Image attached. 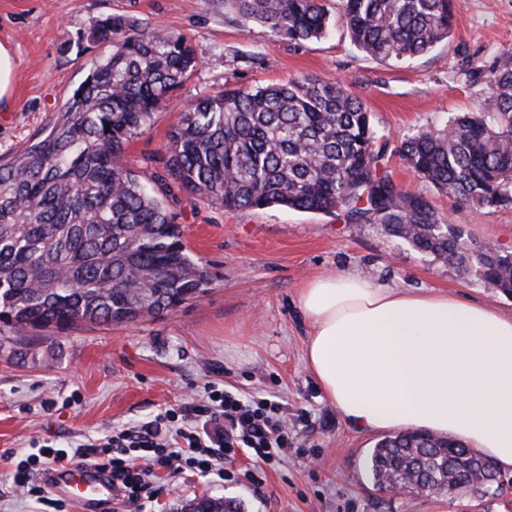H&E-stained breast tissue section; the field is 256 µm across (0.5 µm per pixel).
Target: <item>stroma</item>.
<instances>
[{
  "mask_svg": "<svg viewBox=\"0 0 512 512\" xmlns=\"http://www.w3.org/2000/svg\"><path fill=\"white\" fill-rule=\"evenodd\" d=\"M332 24L321 39L294 43L259 22L242 23L222 0H0V43L15 60L12 97L0 108V156L11 157L52 122L57 108L108 54L89 40L100 19L120 15L150 31L184 35L197 56L192 76L174 91L125 151L143 183L160 169L171 129L188 102L227 87L250 88L302 76L344 83L362 100L384 143L381 168L419 194L442 223L479 243L512 251V207L475 209L415 175L401 141L473 112L479 88L466 71L512 48V0H451L448 39L402 63L357 49L339 0H326ZM184 243L210 273L205 295L135 323L80 322L62 333L16 332L0 325V512H40L16 494L6 453L31 439L76 446L186 407L215 381L242 398L287 407L291 446L283 462L262 465L244 454L234 467L263 469L262 483L186 474L171 482L155 512H182L210 496L239 512H512V495L468 492L393 496L376 490L366 459L378 434L346 422L321 393L304 360L310 324L298 292L311 278L346 272L376 284L442 291L512 315V297L389 237L376 224L283 207L228 211L178 192L171 206Z\"/></svg>",
  "mask_w": 512,
  "mask_h": 512,
  "instance_id": "1",
  "label": "stroma"
}]
</instances>
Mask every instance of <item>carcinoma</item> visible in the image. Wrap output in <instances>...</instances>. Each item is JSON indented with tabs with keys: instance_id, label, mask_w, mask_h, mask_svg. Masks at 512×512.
<instances>
[{
	"instance_id": "1",
	"label": "carcinoma",
	"mask_w": 512,
	"mask_h": 512,
	"mask_svg": "<svg viewBox=\"0 0 512 512\" xmlns=\"http://www.w3.org/2000/svg\"><path fill=\"white\" fill-rule=\"evenodd\" d=\"M450 0H342L353 44L400 63L450 35ZM245 22L296 43L319 39L324 0H224ZM90 39L112 51L94 63L49 133L0 160V322L63 332L80 321L135 322L206 293L209 271L188 253L171 204L175 190L227 210L281 206L378 224L386 235L512 295V251L465 240L431 205L380 170L383 150L365 104L335 80L226 88L187 105L170 131L149 192L124 162L126 146L171 103L196 67L180 34L142 31L122 16ZM480 109L421 130L399 153L434 188L473 208L512 206V50L465 72ZM374 486L414 478L454 497L497 494L496 464L460 440L398 432L368 458ZM187 512H237L201 497Z\"/></svg>"
}]
</instances>
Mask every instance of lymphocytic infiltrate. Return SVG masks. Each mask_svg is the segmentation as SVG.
Returning a JSON list of instances; mask_svg holds the SVG:
<instances>
[{
    "label": "lymphocytic infiltrate",
    "mask_w": 512,
    "mask_h": 512,
    "mask_svg": "<svg viewBox=\"0 0 512 512\" xmlns=\"http://www.w3.org/2000/svg\"><path fill=\"white\" fill-rule=\"evenodd\" d=\"M243 450L265 462L287 456L285 410L262 400L241 399L210 382L189 409L159 411L150 421L106 432L73 448L32 441L11 478L21 496L39 501L44 512H70L68 504L50 491L47 476L84 463L111 482L116 503L147 512L164 490L163 476L189 471L232 480L237 473L228 464Z\"/></svg>",
    "instance_id": "obj_1"
}]
</instances>
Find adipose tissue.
<instances>
[{
	"label": "adipose tissue",
	"instance_id": "ef3b65f1",
	"mask_svg": "<svg viewBox=\"0 0 512 512\" xmlns=\"http://www.w3.org/2000/svg\"><path fill=\"white\" fill-rule=\"evenodd\" d=\"M298 304L305 363L349 424L458 438L512 472V315L344 272L308 281Z\"/></svg>",
	"mask_w": 512,
	"mask_h": 512
}]
</instances>
